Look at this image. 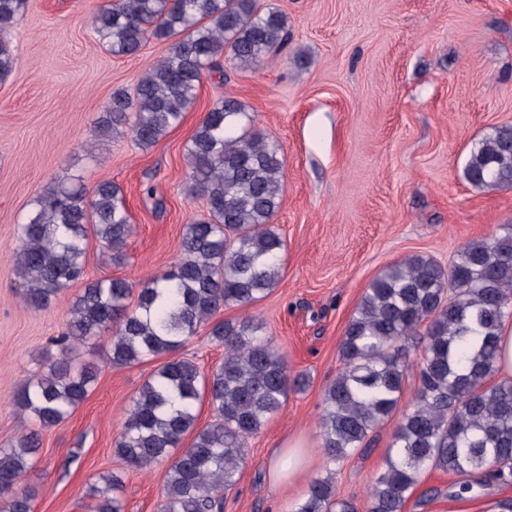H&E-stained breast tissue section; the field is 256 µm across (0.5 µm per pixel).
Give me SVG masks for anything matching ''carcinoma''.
Here are the masks:
<instances>
[{
	"mask_svg": "<svg viewBox=\"0 0 512 512\" xmlns=\"http://www.w3.org/2000/svg\"><path fill=\"white\" fill-rule=\"evenodd\" d=\"M25 0H0V32L14 28ZM99 41L119 56H134L154 39L168 54L123 91L97 118L104 135L130 133L148 148L178 126L197 98L203 76L255 69L287 40L288 18L256 0H107L93 14ZM15 65L0 39V77ZM193 194L208 216L185 225L180 258L151 278L132 301L124 278L89 279V235L122 256L135 232L121 188L110 181L92 191L78 179L54 181L34 199L18 226L15 271L23 298L35 308L70 284L84 282L58 354L47 370L27 379L15 404L32 422L0 448V509L32 512L35 491L21 481L38 455L43 431L67 419L96 380L89 366H73L77 347L108 334L110 360L133 365L167 357L143 384L116 439L127 466L168 462L159 512H222L247 459L248 440L301 385L282 353L251 316L215 320L226 307L265 298L281 277L284 240L272 220L284 196L280 145L256 129L239 99H218L185 147ZM478 190L512 187V125L476 141L464 166ZM512 321V224L467 242L443 268L414 254L386 267L365 290L340 343L343 366L324 391L321 451L331 462L351 456L398 408L410 355L420 351L419 383L402 411L384 467L368 495V512H404L431 470L512 484V378H498V337ZM224 348L204 372L178 350L201 326ZM208 401L213 422L197 427ZM191 442L181 444L186 437ZM122 481L109 474L90 488L94 512H123ZM291 512H356L337 496L335 473L310 480Z\"/></svg>",
	"mask_w": 512,
	"mask_h": 512,
	"instance_id": "carcinoma-1",
	"label": "carcinoma"
}]
</instances>
